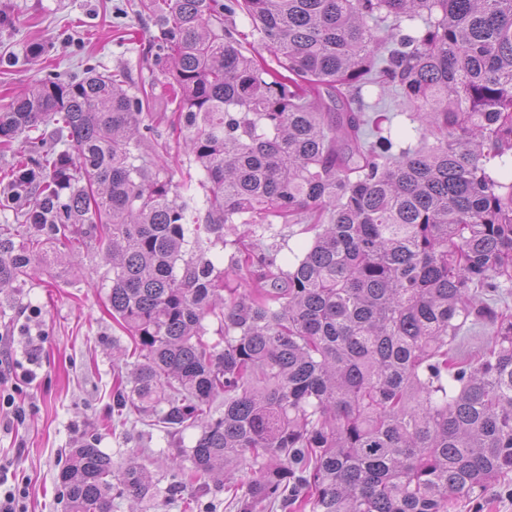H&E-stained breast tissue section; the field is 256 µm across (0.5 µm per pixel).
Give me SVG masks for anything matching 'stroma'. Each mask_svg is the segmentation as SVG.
Listing matches in <instances>:
<instances>
[{
  "label": "stroma",
  "instance_id": "1",
  "mask_svg": "<svg viewBox=\"0 0 512 512\" xmlns=\"http://www.w3.org/2000/svg\"><path fill=\"white\" fill-rule=\"evenodd\" d=\"M138 2L0 0L8 17L0 26V108L49 75L88 67H122L137 81L160 78L151 54L155 29ZM33 45L42 47L40 57H29ZM172 119L159 103L149 115L170 145L159 163L176 183L189 157L174 144ZM108 270L98 241L91 240L80 257L34 268L23 287L0 291V350L16 363L0 392L14 394L26 410L22 422H0V462L27 484L26 512H65L59 474L69 449L92 437L114 465L144 461L156 485V495L141 502L115 499L112 512H237L230 494L215 487L187 485L168 496L171 452L191 443L192 433L174 437L113 413V384L127 372L116 356L129 339L107 311ZM31 336L42 342L29 382L23 374Z\"/></svg>",
  "mask_w": 512,
  "mask_h": 512
}]
</instances>
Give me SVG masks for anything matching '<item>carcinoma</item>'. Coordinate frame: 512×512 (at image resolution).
I'll return each instance as SVG.
<instances>
[{
    "label": "carcinoma",
    "mask_w": 512,
    "mask_h": 512,
    "mask_svg": "<svg viewBox=\"0 0 512 512\" xmlns=\"http://www.w3.org/2000/svg\"><path fill=\"white\" fill-rule=\"evenodd\" d=\"M139 7L190 165L174 186L144 149L156 95L125 70L36 82L0 112L16 221L0 225V290L99 241L131 344L112 409L196 431L171 493L215 478L238 512L483 498L512 472V315L491 306L512 294V0ZM255 34L271 59L247 48ZM390 87L416 146L364 119V92ZM279 222L314 231L286 266L257 239ZM229 224L252 240L227 239ZM218 245L235 285L207 256ZM469 321L492 326L474 361L453 353ZM59 480L67 512L152 489L144 464L115 469L94 438Z\"/></svg>",
    "instance_id": "obj_1"
}]
</instances>
